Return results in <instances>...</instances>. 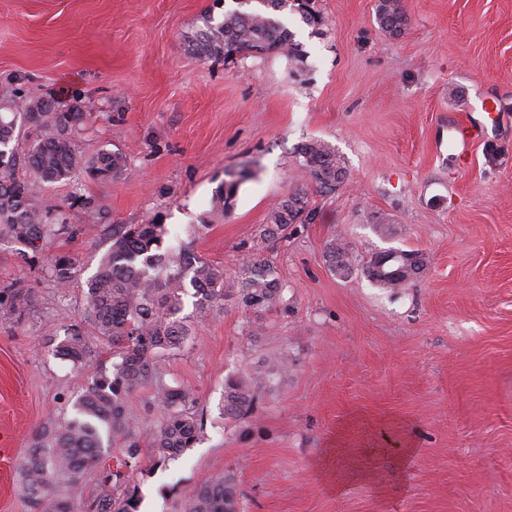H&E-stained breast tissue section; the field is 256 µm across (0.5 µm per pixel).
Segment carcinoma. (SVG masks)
<instances>
[{
	"mask_svg": "<svg viewBox=\"0 0 512 512\" xmlns=\"http://www.w3.org/2000/svg\"><path fill=\"white\" fill-rule=\"evenodd\" d=\"M236 4L219 21L211 16L205 19L189 40L194 54L207 59L268 51L293 55L294 35L279 13L297 12L295 0H236ZM300 16L308 25L318 22L309 11ZM376 22L392 35L401 33L408 19L400 0H378ZM88 116L78 104L62 111L52 98L24 95L11 84L0 86V240L22 245L17 255L25 263L29 252L39 251L44 241L74 234L65 209H86L97 212L101 220L106 218L95 199L86 196L72 197L65 208L43 209L34 203L28 182L14 177V168L21 164L45 185L69 181L80 171L101 180L116 178L125 167L122 154L101 149L87 158L77 148L76 137ZM29 128L38 131L33 141L26 134ZM298 153L317 190L333 192L345 180L344 162L327 142L311 139ZM238 186L237 182L219 186L211 199L212 211L224 212ZM300 198L308 199L307 193L295 191L272 205L260 239L286 238L291 225L311 223L313 210L292 205ZM107 234L110 245L83 293L84 323L67 328L60 340L53 326L45 331L55 355L92 370V375L88 387L71 402L69 418L38 432L21 463L20 485L30 512H138L136 486L126 483L122 472L101 464L104 449L120 443L122 466L135 471L142 445L151 448L155 464L160 465L192 447L199 433L191 396L166 380L165 363L191 340L190 327L182 317L186 297L193 298L198 321L224 309V271L186 246H164L167 229L163 224H112ZM326 261L329 270L341 277L359 263L341 240L328 243ZM419 263L406 279L376 272L370 261L363 271L377 286L398 291L425 271L426 258ZM75 274V259L66 253L55 256L47 269L63 296ZM239 300L243 310L254 316L284 304L282 288L259 249L239 288ZM28 302L30 292L20 282L0 284L1 318L21 320ZM92 336L112 349L111 367L99 360L90 344ZM275 370L287 371L288 358L278 357L245 379L226 380L224 415L236 418L247 413L254 403L248 382H260ZM141 387L150 388L151 404L161 413L146 435L127 406L130 393ZM90 468L97 469L94 490L88 501L78 505L64 489L79 482ZM239 504L236 477L228 471L204 481L186 512H239Z\"/></svg>",
	"mask_w": 512,
	"mask_h": 512,
	"instance_id": "1",
	"label": "carcinoma"
}]
</instances>
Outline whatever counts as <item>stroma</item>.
Listing matches in <instances>:
<instances>
[{"label": "stroma", "instance_id": "35a3bbf8", "mask_svg": "<svg viewBox=\"0 0 512 512\" xmlns=\"http://www.w3.org/2000/svg\"><path fill=\"white\" fill-rule=\"evenodd\" d=\"M318 25L284 21L296 51L206 59L188 38L233 0H0V85L80 101L77 144L126 159L116 179L80 174L36 204L94 197L111 224L158 220L224 270V308L166 363L190 391L199 439L167 465L142 453L131 481L160 512H184L205 480L235 471L240 512H512V0H402L396 37L377 0H311ZM487 101L499 121L479 108ZM483 126L465 162L449 160L450 119ZM328 142L347 177L317 192L298 147ZM246 169L230 207L215 188ZM306 191L315 218L261 242L274 201ZM389 223L376 233V216ZM20 263L0 241V283L31 290L25 321L0 319V512H29L19 467L34 433L62 422L87 373L44 336L83 316L81 290L107 248L96 216ZM358 258L423 253L418 281L393 293L327 268L331 239ZM287 310L257 317L236 301L255 246ZM66 253L67 294L45 270ZM287 356L253 385V409L226 419L224 382ZM400 0H379L376 7V22L379 27L392 35L400 34L408 19Z\"/></svg>", "mask_w": 512, "mask_h": 512}]
</instances>
